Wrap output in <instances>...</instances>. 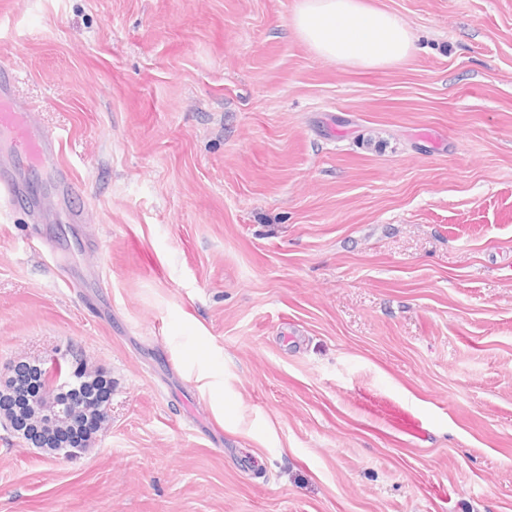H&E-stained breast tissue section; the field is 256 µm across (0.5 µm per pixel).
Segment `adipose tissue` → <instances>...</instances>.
I'll list each match as a JSON object with an SVG mask.
<instances>
[{"label":"adipose tissue","instance_id":"adipose-tissue-1","mask_svg":"<svg viewBox=\"0 0 512 512\" xmlns=\"http://www.w3.org/2000/svg\"><path fill=\"white\" fill-rule=\"evenodd\" d=\"M291 26L318 56L359 69L396 66L414 49L404 22L366 0H300Z\"/></svg>","mask_w":512,"mask_h":512}]
</instances>
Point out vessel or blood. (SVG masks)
<instances>
[{
  "label": "vessel or blood",
  "mask_w": 512,
  "mask_h": 512,
  "mask_svg": "<svg viewBox=\"0 0 512 512\" xmlns=\"http://www.w3.org/2000/svg\"><path fill=\"white\" fill-rule=\"evenodd\" d=\"M8 134L19 156L37 168L54 166L57 160L54 135L34 129L27 121L23 106L10 90L9 75H0V135ZM23 180L15 170H0V195L15 201L23 196Z\"/></svg>",
  "instance_id": "vessel-or-blood-1"
}]
</instances>
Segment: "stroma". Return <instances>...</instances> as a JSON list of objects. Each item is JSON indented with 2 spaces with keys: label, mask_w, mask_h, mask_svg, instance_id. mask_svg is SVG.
I'll use <instances>...</instances> for the list:
<instances>
[{
  "label": "stroma",
  "mask_w": 512,
  "mask_h": 512,
  "mask_svg": "<svg viewBox=\"0 0 512 512\" xmlns=\"http://www.w3.org/2000/svg\"><path fill=\"white\" fill-rule=\"evenodd\" d=\"M362 70L299 0H0L55 171L0 203V373L74 346L91 447L0 428V512H512V0H367ZM291 26L318 56L359 69L396 66L414 49L397 15L363 0H301Z\"/></svg>",
  "instance_id": "1"
}]
</instances>
